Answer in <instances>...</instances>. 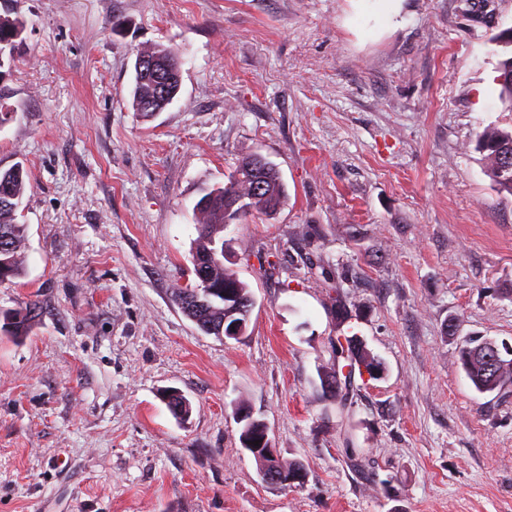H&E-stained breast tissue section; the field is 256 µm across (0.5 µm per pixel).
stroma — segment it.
I'll list each match as a JSON object with an SVG mask.
<instances>
[{
  "label": "stroma",
  "instance_id": "obj_1",
  "mask_svg": "<svg viewBox=\"0 0 512 512\" xmlns=\"http://www.w3.org/2000/svg\"><path fill=\"white\" fill-rule=\"evenodd\" d=\"M489 5L490 26L404 0L393 28L363 0H10L0 167L27 173L28 250L0 311L41 314L0 334V512H512V388L459 361L468 336L512 347V195L475 150L512 122L491 43L512 0ZM152 44L182 82L147 117ZM254 153L287 200L224 228L255 305L222 339L172 292L195 281L196 202ZM339 335L385 365L345 416L321 384ZM240 405L303 485L262 480ZM11 14L8 8L0 13V68L5 65L6 58L9 64L14 60L25 30L24 21L18 15L12 17ZM140 51L146 53L151 59L160 62L170 74L171 80L165 85V88L158 90L157 82L152 75L145 79L135 78L132 106L136 112L145 114L153 113L154 110L163 111L166 103L170 99H175L180 91L181 84L178 83L175 73L180 70L181 62L172 49L161 44L151 45ZM38 315L39 307L35 302H30L21 311L1 312L0 318L3 321V325L0 327V331L6 332L15 338L26 336L30 330L31 323Z\"/></svg>",
  "mask_w": 512,
  "mask_h": 512
}]
</instances>
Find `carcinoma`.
<instances>
[{
	"mask_svg": "<svg viewBox=\"0 0 512 512\" xmlns=\"http://www.w3.org/2000/svg\"><path fill=\"white\" fill-rule=\"evenodd\" d=\"M25 23L19 16H11L8 8L0 13V68L5 61H14V54L22 43ZM150 58L160 62L170 74V82L163 88L157 87L154 77L135 79L132 91V106L135 111L150 114L164 110L166 103L178 95L181 84L175 73L180 70L178 55L170 48L155 44L143 49ZM499 99L504 111L512 112V54L503 55L498 63ZM476 150L481 155L485 173L499 192L512 195V125L500 127L490 125L478 135ZM251 156L239 159L228 182L222 187L206 192L196 203L198 237L192 246L194 274L199 284L221 288H234L240 299L253 297L250 288L236 273L224 266L217 254L224 250V225L240 223L257 214L271 216L284 203L286 190L278 171L271 165L265 168L250 166ZM26 192L24 171L16 166L0 170V283L18 276L23 270L27 251L25 225L16 221V212ZM241 201L239 208L229 212L225 209L224 198ZM173 301L183 314L192 320L206 334L224 325L226 307L224 297L206 294L202 288H177ZM39 315L36 303H29L23 310L1 312L3 325L0 331L16 338L28 334L31 323ZM492 342L470 339L460 349V360L469 380L480 393L500 391L512 387V358L498 357L494 362L485 360L492 352ZM346 357L333 355V365L325 375L323 392L336 409L343 413L352 406L353 383L346 380L341 367L367 366L375 355L363 344L352 339L346 340ZM172 413L186 419L192 406L185 396L175 397L168 402ZM262 473L272 472L280 477L277 485L291 486L289 479L303 468L298 459L281 456L253 455Z\"/></svg>",
	"mask_w": 512,
	"mask_h": 512,
	"instance_id": "obj_1",
	"label": "carcinoma"
}]
</instances>
